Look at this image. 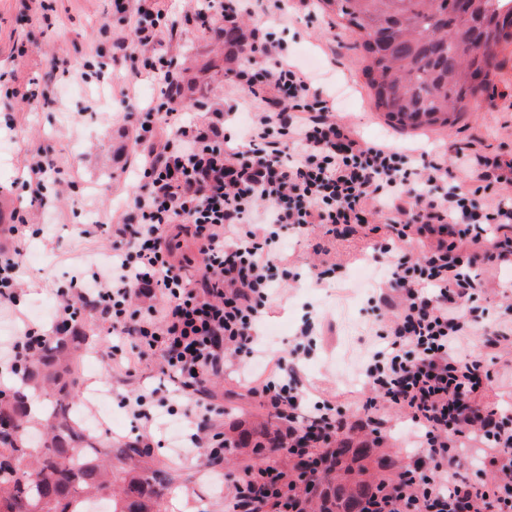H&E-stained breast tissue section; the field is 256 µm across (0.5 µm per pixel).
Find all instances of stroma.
<instances>
[{
	"label": "stroma",
	"mask_w": 512,
	"mask_h": 512,
	"mask_svg": "<svg viewBox=\"0 0 512 512\" xmlns=\"http://www.w3.org/2000/svg\"><path fill=\"white\" fill-rule=\"evenodd\" d=\"M28 2L0 0V66L14 69L17 87L37 83L48 88L51 97L64 100L66 107L58 110L43 103L32 106L14 98L16 123L11 131L4 129L5 115L0 112V190L18 198L26 155L42 148L65 166L72 185L60 194L49 192L47 205L27 201L22 204L34 229L24 246L31 260L25 265L20 313L0 315V339L15 336L22 329L24 318L33 316L39 323H48L56 308L50 280L78 274L75 253L108 249L112 228L139 185L136 168L141 163L136 154V131L124 118L117 86L107 89L108 106L93 110L89 104L99 95L97 83L68 84L50 77L52 63L58 59L71 68H82L101 25L111 16L112 0H52L54 10L46 18L29 11ZM277 15L274 0H257L254 16L242 18L234 43L194 28L165 35L170 54L183 72L182 95L188 107L202 102H239L244 108H251V99L228 81L227 74L248 65L246 49L257 18ZM283 38L295 60H318L319 67L310 76L320 89L333 96L346 92V99L338 103L339 112L366 141H384L405 152L433 148L451 157L459 152L512 156V45L499 54L501 68L492 99L471 103L469 111L454 125L434 131L403 132L389 126L370 99L364 76L366 61L357 47L358 36L337 26L335 15L321 0L309 7L296 6L293 24ZM79 224L89 225V234H76ZM287 245L299 277L280 283L270 305L265 324L281 331L273 341V352L289 356L304 323H312L313 350L302 359L307 383L342 403L346 431L378 433L394 459L402 466L412 465L402 412L384 406L370 418L358 404L354 362L377 343L392 317L391 310L374 307L369 291H354L347 283L333 288L314 285L320 266L316 247L328 249L337 261L356 266L365 254V242L352 237L331 240L317 234L291 233ZM477 272L484 290L475 304L479 327L485 332L501 324L505 313L512 309V270L499 271L484 265ZM84 324L91 337L95 383L112 391V426L94 429L93 434L103 443L132 442L139 434V425L120 401L123 396L137 393L144 384L159 383V360L148 356L136 371L127 372L111 364L107 356L108 322L88 312ZM209 391L212 402L225 410L221 431H228L236 422L259 411L258 398L250 395L248 386L239 384L235 367H228L224 377L211 379ZM150 454L159 465L175 468L181 474L161 499L160 512H224L234 493L227 472L256 464L281 469L288 466L283 451L267 448L254 454L245 449L229 454L222 467L224 475L219 478L207 473L204 452L182 453L168 443L151 448Z\"/></svg>",
	"instance_id": "obj_1"
}]
</instances>
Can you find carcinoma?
Listing matches in <instances>:
<instances>
[{
	"label": "carcinoma",
	"instance_id": "1",
	"mask_svg": "<svg viewBox=\"0 0 512 512\" xmlns=\"http://www.w3.org/2000/svg\"><path fill=\"white\" fill-rule=\"evenodd\" d=\"M344 28L359 36L368 60L367 86L375 108L398 129L447 126L470 102L489 94L500 49L512 44V0H323ZM87 332L49 338L21 384L0 391V512H93L92 494L110 492L109 512H157L179 474L153 468L146 448H98L70 415L67 400L80 386L70 366ZM49 386L41 413L29 408L25 386ZM283 434L268 421L243 428L224 452L278 448ZM318 466L302 480L313 512H364L378 484L363 461L394 469L390 455L367 440L345 435L312 457Z\"/></svg>",
	"mask_w": 512,
	"mask_h": 512
}]
</instances>
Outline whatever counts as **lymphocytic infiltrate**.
Wrapping results in <instances>:
<instances>
[{
	"label": "lymphocytic infiltrate",
	"instance_id": "f902f5d3",
	"mask_svg": "<svg viewBox=\"0 0 512 512\" xmlns=\"http://www.w3.org/2000/svg\"><path fill=\"white\" fill-rule=\"evenodd\" d=\"M217 5L229 32L253 12L252 0H193L181 13L164 0H113L129 26L92 54L124 60L122 103L148 158L111 250L80 255V266L92 270L87 279L55 283L50 331L70 332L91 309L111 322L113 365L132 367L138 351L158 354L165 384L122 399L142 426L136 444L151 447L165 416L193 413L183 447L205 450L216 472L224 435L207 384L223 376L227 356L255 363L266 356L256 329L276 286L293 276L284 231L359 236L370 241L380 273L374 301L398 310L382 345L363 363L361 408L367 414L401 408L415 445L413 467L382 486L374 512H512V414L482 404L492 366L512 349V326L484 335L473 353L465 340L478 320L461 311L474 299L478 264L512 269V198L498 192L512 185V159L458 154L450 160L434 150L416 156L365 141L338 118L335 98L314 85L272 31L254 33L251 49L263 67L229 73L232 85L257 103L236 134L224 132L235 110L188 117L181 72L160 34L181 22L209 29ZM146 78L161 85L159 101L144 104L135 95ZM457 170L467 172V182H452ZM64 174L56 158L35 152L26 158L21 188L41 202ZM442 185L447 193L436 195ZM482 192L488 201L480 205ZM374 203L389 213L385 225L372 223ZM176 224L190 225L199 244L197 277L173 261L169 229ZM6 232L15 247L0 249V311L13 313L28 237L20 211H13ZM410 242L419 250L413 259L404 251ZM44 333L30 325L1 341L0 373L18 375ZM239 376L254 383L255 395L280 419L287 452L298 453L303 443L320 448L338 436L335 402L311 400L295 361L280 357L263 372L243 369ZM467 453L493 471L490 483L475 486L462 473ZM296 481V474L272 466L246 468L233 480L229 512H305Z\"/></svg>",
	"mask_w": 512,
	"mask_h": 512
}]
</instances>
